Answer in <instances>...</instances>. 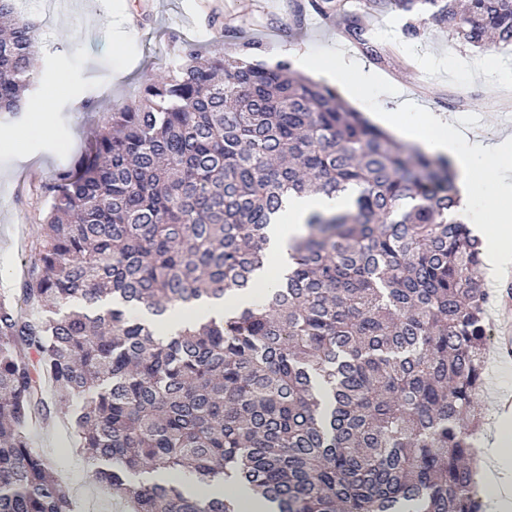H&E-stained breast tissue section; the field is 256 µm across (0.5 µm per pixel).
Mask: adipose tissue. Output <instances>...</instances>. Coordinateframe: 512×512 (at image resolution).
Instances as JSON below:
<instances>
[{
    "instance_id": "1",
    "label": "adipose tissue",
    "mask_w": 512,
    "mask_h": 512,
    "mask_svg": "<svg viewBox=\"0 0 512 512\" xmlns=\"http://www.w3.org/2000/svg\"><path fill=\"white\" fill-rule=\"evenodd\" d=\"M407 135L415 144L434 154L448 157L456 173L462 197L488 201L492 222L483 230L488 273L500 276L512 271V137L493 141L466 138L446 117L434 112L422 113L418 124ZM344 197H294L288 202L283 217L270 232L269 251L277 259L274 272L259 276L257 285L272 287L288 264V248L298 236L310 213L331 214L347 208ZM248 294L225 297L208 306L194 309L175 308L164 317L165 331L181 324L219 319L225 309L251 303ZM477 485L486 512H512V410H501L491 433L483 440L477 474Z\"/></svg>"
}]
</instances>
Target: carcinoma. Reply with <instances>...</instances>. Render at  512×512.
<instances>
[{
	"label": "carcinoma",
	"instance_id": "1",
	"mask_svg": "<svg viewBox=\"0 0 512 512\" xmlns=\"http://www.w3.org/2000/svg\"><path fill=\"white\" fill-rule=\"evenodd\" d=\"M434 11L424 16L427 7ZM473 49L512 46V0H366ZM343 31L388 48L363 15ZM36 26L0 0V114L36 84ZM42 239L0 297V512H76L30 426L73 425L117 512H235L131 477L241 482L275 512H483L475 458L488 340L480 240L454 218L450 163L396 141L337 92L240 58L180 60L116 110L47 188ZM311 214L288 274L258 303L164 341L139 317L252 287L294 195Z\"/></svg>",
	"mask_w": 512,
	"mask_h": 512
}]
</instances>
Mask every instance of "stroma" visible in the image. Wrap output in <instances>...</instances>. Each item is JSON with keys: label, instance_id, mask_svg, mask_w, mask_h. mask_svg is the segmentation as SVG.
Masks as SVG:
<instances>
[{"label": "stroma", "instance_id": "obj_1", "mask_svg": "<svg viewBox=\"0 0 512 512\" xmlns=\"http://www.w3.org/2000/svg\"><path fill=\"white\" fill-rule=\"evenodd\" d=\"M209 0H79L71 12L58 0H19L23 15L38 28L39 72L62 69L70 86L51 96L46 112H21L0 118V295L17 296L30 250L43 234L49 208L47 189L101 128L109 112L138 100L148 78L166 72L175 58L173 44L202 43L206 55L243 58L275 66L281 46L297 48L313 60L335 53L347 64L348 78L336 84L341 99L369 116L390 109L418 116L447 115L463 131L487 137L512 135V51L495 50L496 64L484 54L451 41L447 29L425 25L420 35L405 32L407 17L390 12L375 18L372 31L383 44L400 51L374 62L347 40L338 23L307 13L296 23V0H222L223 27H209L202 16ZM371 76L368 94L352 97L348 81ZM98 98L100 109L85 111L83 100ZM30 137H23V130ZM492 296L486 321L490 341L485 383L477 397L484 426L496 411L493 395L512 393V357L500 352V281L485 282ZM44 395L53 411L33 427L31 438L65 480L79 512H111L112 497L88 474L85 451L72 425L73 403H59L52 384Z\"/></svg>", "mask_w": 512, "mask_h": 512}]
</instances>
